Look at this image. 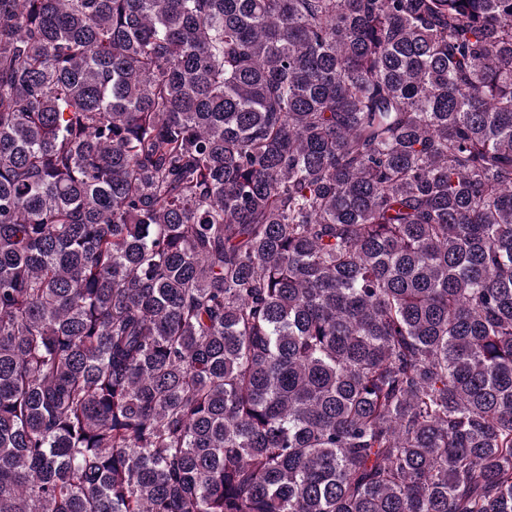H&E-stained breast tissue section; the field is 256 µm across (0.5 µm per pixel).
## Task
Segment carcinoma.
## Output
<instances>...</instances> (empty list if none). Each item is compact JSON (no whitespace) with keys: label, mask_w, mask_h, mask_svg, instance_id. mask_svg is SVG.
I'll return each mask as SVG.
<instances>
[{"label":"carcinoma","mask_w":512,"mask_h":512,"mask_svg":"<svg viewBox=\"0 0 512 512\" xmlns=\"http://www.w3.org/2000/svg\"><path fill=\"white\" fill-rule=\"evenodd\" d=\"M0 512H512V0H0Z\"/></svg>","instance_id":"1"}]
</instances>
